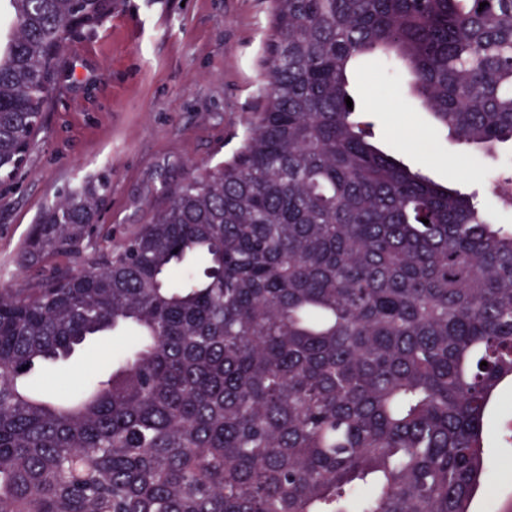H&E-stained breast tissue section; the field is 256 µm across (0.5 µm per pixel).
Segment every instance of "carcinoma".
Segmentation results:
<instances>
[{
    "label": "carcinoma",
    "instance_id": "obj_1",
    "mask_svg": "<svg viewBox=\"0 0 512 512\" xmlns=\"http://www.w3.org/2000/svg\"><path fill=\"white\" fill-rule=\"evenodd\" d=\"M7 2L0 181L69 33L112 12ZM361 56L404 62L457 139L512 141V0H270L266 85L229 158L163 177L118 246L104 177L21 246L36 276L0 288V512H470L512 382V230L371 143L345 102ZM126 327L106 382L30 393L37 367ZM512 417V386H503L498 393V404L487 418L491 428H499Z\"/></svg>",
    "mask_w": 512,
    "mask_h": 512
}]
</instances>
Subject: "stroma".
<instances>
[{
    "instance_id": "35a3bbf8",
    "label": "stroma",
    "mask_w": 512,
    "mask_h": 512,
    "mask_svg": "<svg viewBox=\"0 0 512 512\" xmlns=\"http://www.w3.org/2000/svg\"><path fill=\"white\" fill-rule=\"evenodd\" d=\"M268 23V0H115L98 27L74 28L38 141L0 199V288L30 282L18 264L20 247L68 185L107 177L101 221L117 243L143 224L156 170L175 177L186 163L231 155L265 82L260 61ZM348 81L378 149L475 196L495 223L512 226V209L486 190L491 178L512 170L511 141L487 153L449 135L414 95L401 61L358 58ZM128 345L120 332L93 337L65 362L32 373L30 388L67 401L88 368L110 374ZM485 456L495 480L477 492L470 510L512 512V443L492 441Z\"/></svg>"
}]
</instances>
